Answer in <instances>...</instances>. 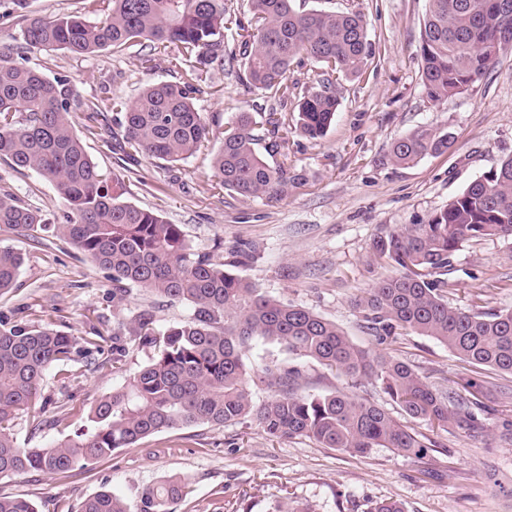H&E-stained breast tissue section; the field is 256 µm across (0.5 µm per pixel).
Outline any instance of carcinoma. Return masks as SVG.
<instances>
[{
	"label": "carcinoma",
	"instance_id": "1",
	"mask_svg": "<svg viewBox=\"0 0 512 512\" xmlns=\"http://www.w3.org/2000/svg\"><path fill=\"white\" fill-rule=\"evenodd\" d=\"M98 21L81 16L47 18L28 14L20 37L26 48L89 55L112 47L148 44L139 68L154 71L163 60L182 81L146 86L122 112L123 151L177 162L204 148L209 127L194 105L202 93L196 71L227 55L228 37L241 38L247 84L264 95L298 102V119L281 112H240L224 128L212 159L216 184L243 198H278L288 190L284 165L268 156L281 153L288 135L320 139L332 125L339 101L332 77L356 76L371 55L363 16L301 9L294 0H247L240 16L226 0H91ZM177 53L162 55L171 46ZM512 48V13L494 0H429L421 23V84L426 97L441 102L479 82L499 54ZM305 54L320 72L314 86L289 81L293 59ZM193 60L195 69L183 71ZM82 102L66 78H48L0 50V158L17 171H31L52 183L64 200L63 223L54 229L95 266L112 275V299L122 301L136 284L170 300L191 305V317L164 331L144 309L112 333V369L125 349L118 337L133 336L158 353L89 412L90 426L44 448H22L14 420L37 421L49 404L41 395L55 367L94 353L105 338L71 336L49 326L10 325L0 320V476L30 471L66 474L129 448L165 430L197 425L253 422L274 438L306 436L325 448L352 455L387 448L419 456L426 436L413 420L482 428L478 413L488 395L462 396L428 381L412 365L385 350L356 346L335 323L303 307L271 299L234 272L249 253L234 251L224 262L194 252L177 224L125 198L123 180L102 171L75 134L71 113ZM446 128H420L397 138L391 158L408 165L451 144ZM0 226L32 240L50 223L41 211L0 192ZM512 239V157L476 179L423 224H407L373 242L380 260L399 270L365 292L357 303L376 344L390 345L415 333L436 339L460 360L478 369L512 375V310L466 312L448 304L446 276L467 241ZM22 257L0 246V291L15 285ZM262 338L289 356L310 359L351 380V389L324 394L298 392L304 374L296 366H247L243 356L253 338ZM263 378L271 391L254 403L251 383ZM375 380L404 413L395 418L360 396L357 385ZM188 494L178 476L158 480L132 508L120 496L99 491L80 512H174ZM0 512H38L22 497L0 496Z\"/></svg>",
	"mask_w": 512,
	"mask_h": 512
}]
</instances>
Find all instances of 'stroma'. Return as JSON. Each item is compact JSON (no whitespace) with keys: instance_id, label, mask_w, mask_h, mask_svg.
Returning a JSON list of instances; mask_svg holds the SVG:
<instances>
[{"instance_id":"obj_1","label":"stroma","mask_w":512,"mask_h":512,"mask_svg":"<svg viewBox=\"0 0 512 512\" xmlns=\"http://www.w3.org/2000/svg\"><path fill=\"white\" fill-rule=\"evenodd\" d=\"M306 7L359 13L367 21L372 55L359 75L336 81L340 101L334 124L318 140L288 139L285 195L245 200L216 187L211 161L224 128L238 112H266L275 99L253 92L239 60L213 63L200 73L216 95L195 104L210 142L193 156L168 163L145 155L126 160L116 145L122 129L112 110L147 85L175 81L166 66L145 73L138 50L105 49L90 55L24 48L23 20L0 7V48L48 77H68L81 100L94 107L72 114L75 133L105 172L120 174L129 202L160 210L179 225L197 253L222 255L246 245L240 275L264 295L304 307L342 329L364 349H375L357 299L392 269L373 256V241L390 229L421 224L474 180L512 156V49L502 51L482 80L441 103L421 90L420 24L428 0H305ZM421 126L447 127V152L410 166L391 161L395 139ZM0 190L13 193L58 223L64 202L57 189L32 172H16L0 159ZM0 246L20 251L16 285L0 293V320L49 324L73 336H111L117 322L152 309L158 329L187 320L191 307L139 286L128 299H112V279L67 240L49 232L26 240L0 227ZM448 301L464 310L512 308V241L485 238L463 243L448 276ZM124 366L72 363L71 378L50 371L43 393L51 404L41 425L15 421L22 447H43L87 424L90 407L122 386L155 350L125 343ZM433 383L459 391L474 383L490 397L481 430H442L414 421L430 439L424 455L385 448L351 455L299 436L276 439L256 425L192 426L163 431L130 448L67 474L0 477V495L34 501L39 512H78L93 494L109 490L137 505L144 490L169 475L185 477L191 492L174 512H278L298 503L311 512H369L378 501L397 500L407 512H512V375L479 370L427 336L409 334L390 347Z\"/></svg>"}]
</instances>
